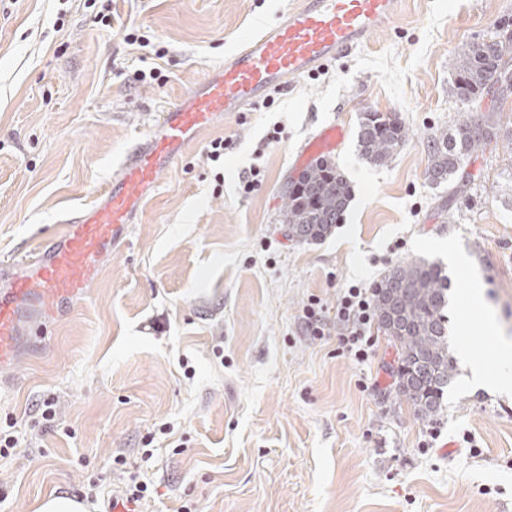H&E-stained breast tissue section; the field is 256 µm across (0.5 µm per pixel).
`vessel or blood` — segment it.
<instances>
[{
  "mask_svg": "<svg viewBox=\"0 0 512 512\" xmlns=\"http://www.w3.org/2000/svg\"><path fill=\"white\" fill-rule=\"evenodd\" d=\"M401 3L296 0L278 22L242 38L221 69L207 72L179 104L159 115L147 142L113 172L100 202L62 224L41 249L19 252L0 264V370L14 363L20 336L44 335L60 305L84 294L100 261L127 242L146 189L157 184L214 116L252 111L270 92L344 58L385 28ZM344 136L340 125H330L303 155L333 150Z\"/></svg>",
  "mask_w": 512,
  "mask_h": 512,
  "instance_id": "1",
  "label": "vessel or blood"
}]
</instances>
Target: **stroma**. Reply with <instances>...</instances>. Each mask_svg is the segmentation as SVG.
Wrapping results in <instances>:
<instances>
[{
    "mask_svg": "<svg viewBox=\"0 0 512 512\" xmlns=\"http://www.w3.org/2000/svg\"><path fill=\"white\" fill-rule=\"evenodd\" d=\"M290 2L112 0L107 27L92 0H0V261L93 204L157 115ZM507 23L512 0H403L370 44L281 91L272 110L215 118L149 191L84 300L0 374V426L19 439L0 456V512H36L92 480L119 491L118 454L152 485L143 512H512V395L472 386L462 368L423 423L396 393L383 331L358 361L338 350L335 320L319 339L303 320L311 300L332 310L350 285L436 261L454 354L512 371L497 346L512 341V96L493 113L460 101L448 66ZM126 24L150 47L130 44ZM153 67L166 83L137 81ZM366 111L409 130L387 165L358 151ZM471 115L497 140L472 155L453 202L426 177L427 140ZM333 123L345 138L329 158L352 198L326 237L297 242L283 222L288 187L305 142ZM218 137L230 141L219 188L203 157ZM253 167L261 184L241 196ZM452 246L469 270L449 264ZM470 274L486 286L484 310L462 301ZM50 395L59 408L46 424L37 408Z\"/></svg>",
    "mask_w": 512,
    "mask_h": 512,
    "instance_id": "1",
    "label": "stroma"
}]
</instances>
